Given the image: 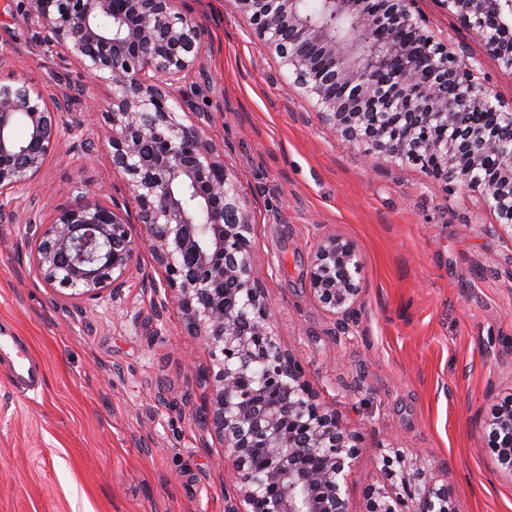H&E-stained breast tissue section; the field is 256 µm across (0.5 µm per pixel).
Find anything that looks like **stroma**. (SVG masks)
Instances as JSON below:
<instances>
[{
	"instance_id": "obj_1",
	"label": "stroma",
	"mask_w": 512,
	"mask_h": 512,
	"mask_svg": "<svg viewBox=\"0 0 512 512\" xmlns=\"http://www.w3.org/2000/svg\"><path fill=\"white\" fill-rule=\"evenodd\" d=\"M415 6L439 40L467 46L493 101L511 106L512 71L440 0ZM193 7L205 36L182 84L190 118L223 146L251 204L254 272L283 345L363 435L346 483L352 512L385 485L393 448L428 461L456 512H512V479L485 435L495 405L512 397V233L491 232L497 215L478 192L365 156L326 130L233 0ZM0 51V80L20 72L68 92L63 121L82 120L97 145L85 158L65 141L47 160L29 194L43 221L87 184L134 210L112 171L105 114L86 109L108 87L89 85L75 58L37 38L22 0H0ZM326 230L363 259L364 303L346 335L307 277ZM155 271L141 249L120 302H79L42 280L25 225L0 223V330L42 368L33 394L0 365V512H224V451L201 425L210 358L176 304L156 313L141 281Z\"/></svg>"
}]
</instances>
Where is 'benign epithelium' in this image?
Listing matches in <instances>:
<instances>
[{
  "label": "benign epithelium",
  "instance_id": "obj_1",
  "mask_svg": "<svg viewBox=\"0 0 512 512\" xmlns=\"http://www.w3.org/2000/svg\"><path fill=\"white\" fill-rule=\"evenodd\" d=\"M176 0H26L43 41L112 88L106 109L112 170L136 202L127 212L85 188L49 223L25 213L35 267L72 296L122 298L140 248L163 270L166 300L187 332L202 337L214 369L205 423L224 447L233 491L224 512H351L344 485L362 453L361 433L311 387L303 364L280 339L263 285L254 276L249 202L200 126L180 121L173 86L199 63L203 27L174 12ZM236 0L253 32L275 52L293 85L315 101L324 126L370 155L383 152L435 180L483 194L512 230V143L489 127L463 126L469 112L512 113L475 80L463 46L437 41L415 0ZM512 70V0H439ZM112 20V30L99 20ZM66 99L25 75L0 82V222L15 223L30 187L62 139L91 155L83 124L58 122ZM362 257L323 233L308 269L310 289L338 332L363 303ZM500 469L512 476V398L486 421ZM389 470L391 484L368 492L366 512H455L448 486L419 458Z\"/></svg>",
  "mask_w": 512,
  "mask_h": 512
}]
</instances>
